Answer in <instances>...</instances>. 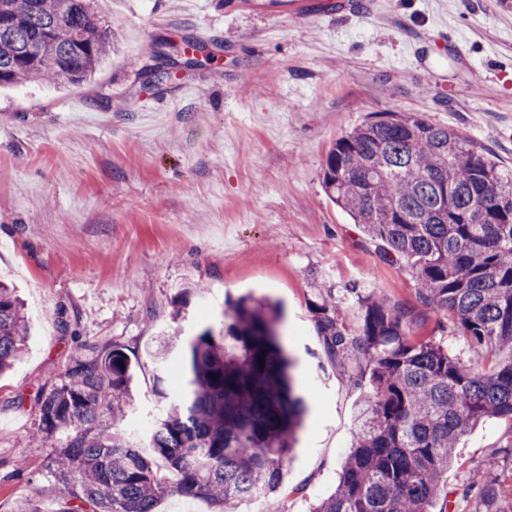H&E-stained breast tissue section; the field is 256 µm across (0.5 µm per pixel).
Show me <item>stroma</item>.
<instances>
[{
    "instance_id": "35a3bbf8",
    "label": "stroma",
    "mask_w": 512,
    "mask_h": 512,
    "mask_svg": "<svg viewBox=\"0 0 512 512\" xmlns=\"http://www.w3.org/2000/svg\"><path fill=\"white\" fill-rule=\"evenodd\" d=\"M93 0L113 51L80 85L0 89V276L32 323L25 354L0 375V512L36 497L49 446L36 441L37 394L71 357L116 345L136 356L127 431L158 411L157 375L180 380L160 337L224 331L227 298L283 307L308 412L283 471V512L334 492L369 373L330 358L317 330L335 295L360 334L358 295L413 309L419 336L471 359L446 315L425 311L417 282L326 197L331 145L373 112L448 126L512 169V0ZM465 43L457 64L445 30ZM168 53L157 60L156 44ZM209 64H182L186 45ZM164 64L169 80L146 72ZM358 295H350V288ZM435 512H461L477 469L512 489V420L491 418L456 448Z\"/></svg>"
}]
</instances>
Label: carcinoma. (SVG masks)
Wrapping results in <instances>:
<instances>
[{
	"label": "carcinoma",
	"mask_w": 512,
	"mask_h": 512,
	"mask_svg": "<svg viewBox=\"0 0 512 512\" xmlns=\"http://www.w3.org/2000/svg\"><path fill=\"white\" fill-rule=\"evenodd\" d=\"M90 2L0 0V88L90 79L112 51ZM322 184L384 255L411 267L423 306L448 313L482 364L415 335L411 312L384 299L359 298L358 336L322 306L328 355L368 357L372 394L339 484L314 512H433L461 438L485 419L512 418V170L453 129L382 112L336 139ZM281 317L279 304L240 296L225 303L224 335L204 328L182 340L181 390H156L147 442L178 476L173 485L121 427L129 355L107 345L73 357L66 380L35 400L59 512H158L168 494L205 498L213 512L258 497L265 512H281L282 473L306 410ZM27 331L0 280V373L20 358ZM461 498L467 512H512V492L492 476Z\"/></svg>",
	"instance_id": "obj_1"
}]
</instances>
